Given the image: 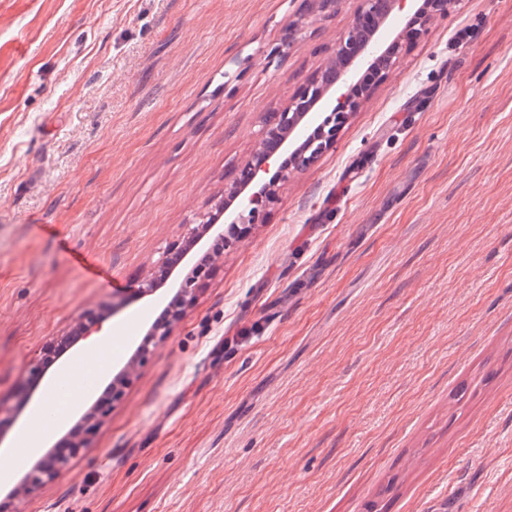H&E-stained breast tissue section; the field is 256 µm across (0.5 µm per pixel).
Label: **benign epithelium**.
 I'll return each mask as SVG.
<instances>
[{
  "label": "benign epithelium",
  "instance_id": "1",
  "mask_svg": "<svg viewBox=\"0 0 512 512\" xmlns=\"http://www.w3.org/2000/svg\"><path fill=\"white\" fill-rule=\"evenodd\" d=\"M353 18L340 37L329 67L336 77L323 75L311 79L303 93L291 100L278 113L275 122L265 128L240 180L228 189L224 210L230 211L229 224L219 236L235 232L238 226L257 223L264 207L276 198L279 185L288 180V174L302 170L329 150L336 142L338 132L357 111L370 86L356 78L357 73L372 72L381 78L394 65L402 51V34L386 40L381 28L395 12L417 5L411 15L410 26L424 27L433 17L448 12L449 0H357ZM214 228L210 217L203 213L199 223L189 225L184 242L169 247L158 265L155 276L136 289L139 295H151L163 287L191 250ZM205 259L197 261L177 282L169 307L168 319L153 322L124 368L114 375L111 395L105 401L94 402L82 415L83 429L69 433L72 447L80 448L85 435L94 425L106 418L112 403L121 397L128 372L140 364L158 346L172 336L175 321L181 311L195 299L200 282L205 279ZM65 459L48 451L32 466L25 484L16 488L33 489L44 478L58 475Z\"/></svg>",
  "mask_w": 512,
  "mask_h": 512
}]
</instances>
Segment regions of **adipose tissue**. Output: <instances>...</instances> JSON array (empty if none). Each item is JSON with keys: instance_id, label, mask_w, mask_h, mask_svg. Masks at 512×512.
Returning a JSON list of instances; mask_svg holds the SVG:
<instances>
[{"instance_id": "adipose-tissue-1", "label": "adipose tissue", "mask_w": 512, "mask_h": 512, "mask_svg": "<svg viewBox=\"0 0 512 512\" xmlns=\"http://www.w3.org/2000/svg\"><path fill=\"white\" fill-rule=\"evenodd\" d=\"M106 370V363L94 361L91 352H84L59 372V379L69 381L71 389L64 397L60 396L58 390H50L38 414L39 421L45 424H65L69 414L79 407Z\"/></svg>"}]
</instances>
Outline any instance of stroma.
<instances>
[{"label":"stroma","instance_id":"35a3bbf8","mask_svg":"<svg viewBox=\"0 0 512 512\" xmlns=\"http://www.w3.org/2000/svg\"><path fill=\"white\" fill-rule=\"evenodd\" d=\"M356 7L0 0L12 481L34 462L31 366L98 313L128 361L169 297L136 288L200 213L224 223ZM66 458L5 512H512V0H460L405 44Z\"/></svg>","mask_w":512,"mask_h":512}]
</instances>
